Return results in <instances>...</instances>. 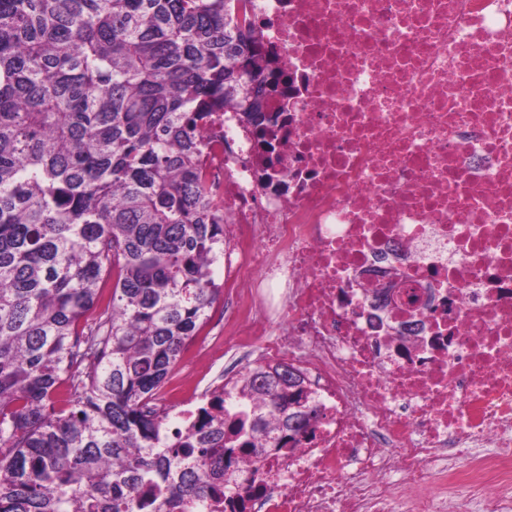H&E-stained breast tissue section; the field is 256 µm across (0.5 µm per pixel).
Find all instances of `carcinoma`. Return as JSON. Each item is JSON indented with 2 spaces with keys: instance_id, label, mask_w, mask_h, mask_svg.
<instances>
[{
  "instance_id": "1",
  "label": "carcinoma",
  "mask_w": 512,
  "mask_h": 512,
  "mask_svg": "<svg viewBox=\"0 0 512 512\" xmlns=\"http://www.w3.org/2000/svg\"><path fill=\"white\" fill-rule=\"evenodd\" d=\"M239 0H0V512H171L305 430L301 380L259 364L170 440L155 403L220 295L201 131L261 112ZM112 294L98 310L100 283ZM67 408L58 406L61 386ZM252 401L232 425L224 398Z\"/></svg>"
}]
</instances>
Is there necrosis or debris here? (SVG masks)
Masks as SVG:
<instances>
[{
	"instance_id": "4bbe7bcc",
	"label": "necrosis or debris",
	"mask_w": 512,
	"mask_h": 512,
	"mask_svg": "<svg viewBox=\"0 0 512 512\" xmlns=\"http://www.w3.org/2000/svg\"><path fill=\"white\" fill-rule=\"evenodd\" d=\"M203 130L232 349L316 416L206 512H512V0H245Z\"/></svg>"
}]
</instances>
